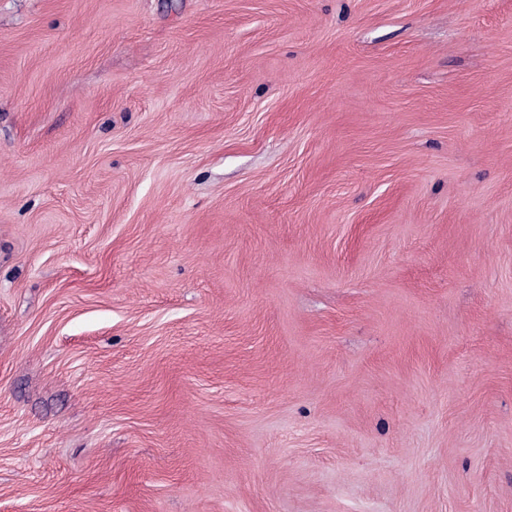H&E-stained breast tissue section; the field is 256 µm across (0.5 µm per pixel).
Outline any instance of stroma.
I'll return each instance as SVG.
<instances>
[{
	"instance_id": "stroma-1",
	"label": "stroma",
	"mask_w": 512,
	"mask_h": 512,
	"mask_svg": "<svg viewBox=\"0 0 512 512\" xmlns=\"http://www.w3.org/2000/svg\"><path fill=\"white\" fill-rule=\"evenodd\" d=\"M0 512H512V0H0Z\"/></svg>"
}]
</instances>
